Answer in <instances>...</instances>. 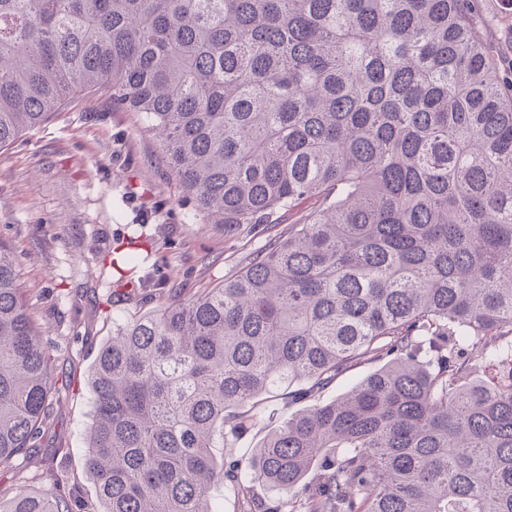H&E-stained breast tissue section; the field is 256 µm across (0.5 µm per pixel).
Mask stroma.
Segmentation results:
<instances>
[{"mask_svg": "<svg viewBox=\"0 0 512 512\" xmlns=\"http://www.w3.org/2000/svg\"><path fill=\"white\" fill-rule=\"evenodd\" d=\"M471 17L501 68L512 69V0H471ZM287 232L284 223L243 224L228 235L209 223L184 196L141 115L105 95L70 99L0 149V240L15 256L58 377L45 432L14 472L47 494L53 474H66L85 502L95 501L84 468L88 369L113 322L222 282ZM119 246L131 250V279L146 284L138 293H122L110 266Z\"/></svg>", "mask_w": 512, "mask_h": 512, "instance_id": "1", "label": "stroma"}]
</instances>
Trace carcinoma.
I'll return each mask as SVG.
<instances>
[{"mask_svg":"<svg viewBox=\"0 0 512 512\" xmlns=\"http://www.w3.org/2000/svg\"><path fill=\"white\" fill-rule=\"evenodd\" d=\"M468 2L0 0V148L102 92L225 230L316 203L222 284L112 324L98 507L20 479L0 512H224L216 487L234 512H512V80ZM51 365L0 242L1 468L50 417ZM268 398L311 404L218 463ZM372 367L373 366L371 365H366L348 372L336 380V382L323 393L320 400L327 402L338 398L348 389L355 386L367 373H369Z\"/></svg>","mask_w":512,"mask_h":512,"instance_id":"1","label":"carcinoma"}]
</instances>
